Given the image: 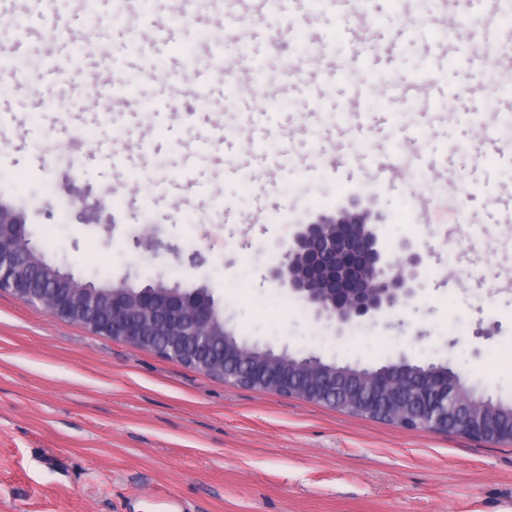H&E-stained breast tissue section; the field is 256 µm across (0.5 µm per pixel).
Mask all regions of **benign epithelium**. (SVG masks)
I'll return each instance as SVG.
<instances>
[{"label":"benign epithelium","mask_w":512,"mask_h":512,"mask_svg":"<svg viewBox=\"0 0 512 512\" xmlns=\"http://www.w3.org/2000/svg\"><path fill=\"white\" fill-rule=\"evenodd\" d=\"M62 188L80 223L113 221L108 213L112 192L95 195L89 187L75 186L68 176ZM385 221L386 215L375 208L374 200L361 196L347 198L331 212L307 213L298 220L291 241L280 246V261L267 270V279L288 289L313 308L317 317L335 322L340 329L397 309L422 288L424 256L412 241L404 239L397 258H392L376 233V225ZM26 224L23 210L0 202V289L134 348H153L154 337L163 332L168 339L154 348L160 357L183 361L203 372L220 367L208 357L207 349L212 337L230 336L233 330L224 322V311L208 289L154 282L152 290L141 295V309L157 315L159 324L155 326L143 322L131 307V284L126 278L109 282L106 290L91 294L81 292L88 282L70 272H57L52 281L37 286L23 276L33 252ZM285 357L290 364L296 361L285 351L271 356L262 380L246 382L226 372L224 381L278 394L285 386ZM407 365L402 360L373 369L369 376L360 373V386L340 392L336 391L340 379L336 371L320 384L311 381L298 387L295 396L331 407L340 404L364 415L387 412L396 425L405 429L434 431L450 427L468 433L476 415L458 400L459 395L472 391L466 378L448 369L454 378V390L450 392L444 374H432L431 399L420 405L421 392L398 379Z\"/></svg>","instance_id":"7a95c632"}]
</instances>
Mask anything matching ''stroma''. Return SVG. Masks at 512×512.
I'll list each match as a JSON object with an SVG mask.
<instances>
[{
	"label": "stroma",
	"instance_id": "obj_1",
	"mask_svg": "<svg viewBox=\"0 0 512 512\" xmlns=\"http://www.w3.org/2000/svg\"><path fill=\"white\" fill-rule=\"evenodd\" d=\"M114 2L99 0L87 83L104 84L102 59L119 57V76L138 79L136 97L88 111L85 91L39 73L0 94V196L25 210L46 258L87 280L206 287L249 345L366 369L447 364L477 392L512 402V206L498 202L512 190V140L496 133L512 94L481 89L469 52L482 25L450 45L436 25L408 32L390 22L398 0H372L370 35L385 48L358 59L354 18L279 12L253 43L272 92L270 110L255 114L248 94L229 108L220 83L191 79L209 16L151 0L150 24L176 35L150 63L120 53L140 19L115 23ZM22 11L34 16L23 57L63 59L48 31L83 33L78 0H0V23ZM286 55L326 81L286 87ZM424 71L433 86L413 90ZM380 78L409 90L375 100L369 82ZM102 143L119 164L93 159ZM410 148L411 171L367 184L364 169ZM66 175L111 190L114 231L77 223L57 187ZM434 182L448 191L425 224L417 196ZM351 195L388 214L377 233L389 251L405 239L419 247L428 278L408 304L341 331L308 307L284 316L287 291L266 277L278 243L304 211ZM152 231L165 250L133 248V235ZM197 250L205 261L195 266ZM160 495L189 512H512V444L408 431L227 383L0 290V512H158Z\"/></svg>",
	"mask_w": 512,
	"mask_h": 512
}]
</instances>
